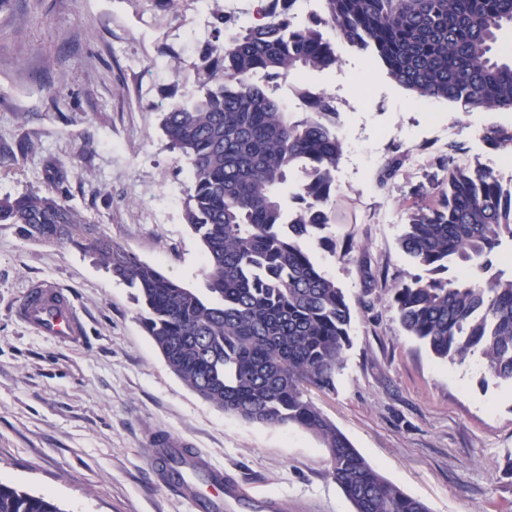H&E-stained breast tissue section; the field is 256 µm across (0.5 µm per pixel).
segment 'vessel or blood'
I'll list each match as a JSON object with an SVG mask.
<instances>
[{"mask_svg": "<svg viewBox=\"0 0 512 512\" xmlns=\"http://www.w3.org/2000/svg\"><path fill=\"white\" fill-rule=\"evenodd\" d=\"M22 316L30 327L58 342H75L84 333L81 318L63 290L55 286L41 289L36 301L27 306ZM152 459L159 468H174L170 480L194 512H235L249 499L260 512H285L278 497L251 496L240 483L225 476L223 469L188 448L186 442H164L161 448L155 449Z\"/></svg>", "mask_w": 512, "mask_h": 512, "instance_id": "1", "label": "vessel or blood"}]
</instances>
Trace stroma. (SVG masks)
<instances>
[{"instance_id":"35a3bbf8","label":"stroma","mask_w":512,"mask_h":512,"mask_svg":"<svg viewBox=\"0 0 512 512\" xmlns=\"http://www.w3.org/2000/svg\"><path fill=\"white\" fill-rule=\"evenodd\" d=\"M198 20L164 0H0V198L59 188L113 242L193 289L204 286V248L184 219L190 169L160 122L172 100L197 92L175 70L199 57L185 35ZM338 54L331 68L279 87L298 115L300 89L331 97L343 142L327 241L309 250L349 301L351 345L335 390L309 396L429 512H512V384L486 374L479 355L438 358L389 303L392 285L426 273L400 238L413 209L437 202L449 168L512 173V154L486 139L512 126V111L422 108L368 54L344 45ZM389 165L397 172L379 186ZM39 283L61 288L82 317L77 344L22 320ZM133 295L96 256L0 224L1 483L61 512H191L150 464L155 438L172 435L291 510L353 512L313 434L200 397L144 330Z\"/></svg>"}]
</instances>
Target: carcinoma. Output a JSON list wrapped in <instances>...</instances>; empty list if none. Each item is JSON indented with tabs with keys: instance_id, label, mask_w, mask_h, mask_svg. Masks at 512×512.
<instances>
[{
	"instance_id": "carcinoma-1",
	"label": "carcinoma",
	"mask_w": 512,
	"mask_h": 512,
	"mask_svg": "<svg viewBox=\"0 0 512 512\" xmlns=\"http://www.w3.org/2000/svg\"><path fill=\"white\" fill-rule=\"evenodd\" d=\"M213 40L193 64L198 95L169 104L161 128L186 157L192 187L185 221L204 245L205 291L184 287L99 232L57 195L0 198V224L28 240L71 244L102 261L137 292L144 328L169 367L225 412L314 434L354 512H428L387 481L307 398L336 388L350 346L343 290L313 261L309 244L328 224L333 172L342 154L336 107L302 90L303 117L288 112L274 82L323 71L337 46L374 55L421 101L512 111V60L493 57L512 25V0H322L299 16L297 0H270L264 22L234 26L213 0ZM512 148V127L486 136ZM298 173L296 203L282 186ZM512 246V185L480 167H457L433 207L409 215L400 245L428 278L390 289L404 329L441 358L480 352L495 379L512 383V272L493 259ZM464 264L462 283L442 277ZM0 512H61L48 498L0 483Z\"/></svg>"
}]
</instances>
